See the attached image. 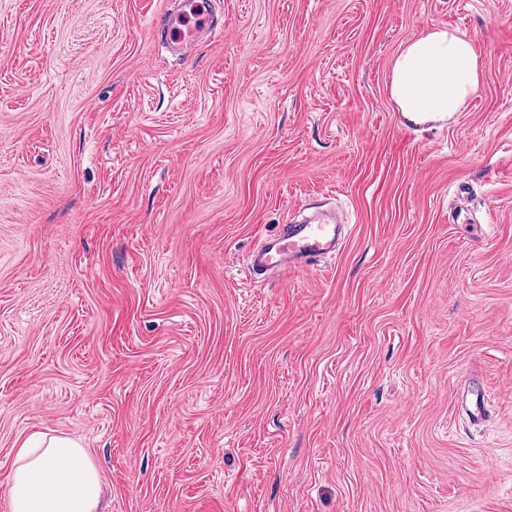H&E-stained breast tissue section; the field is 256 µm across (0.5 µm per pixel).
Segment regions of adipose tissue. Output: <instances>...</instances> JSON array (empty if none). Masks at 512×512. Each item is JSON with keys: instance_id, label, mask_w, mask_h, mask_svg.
<instances>
[{"instance_id": "adipose-tissue-1", "label": "adipose tissue", "mask_w": 512, "mask_h": 512, "mask_svg": "<svg viewBox=\"0 0 512 512\" xmlns=\"http://www.w3.org/2000/svg\"><path fill=\"white\" fill-rule=\"evenodd\" d=\"M483 75L480 56L464 34L428 27L403 42L389 62L387 94L397 110L453 119ZM101 476L82 444L67 435L25 440L10 474V512H97Z\"/></svg>"}]
</instances>
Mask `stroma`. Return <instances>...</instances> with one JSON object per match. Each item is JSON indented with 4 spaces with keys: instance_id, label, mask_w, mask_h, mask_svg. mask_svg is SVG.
Here are the masks:
<instances>
[{
    "instance_id": "35a3bbf8",
    "label": "stroma",
    "mask_w": 512,
    "mask_h": 512,
    "mask_svg": "<svg viewBox=\"0 0 512 512\" xmlns=\"http://www.w3.org/2000/svg\"><path fill=\"white\" fill-rule=\"evenodd\" d=\"M174 7L0 0V512L39 432L104 512H512V0H220L188 59ZM430 25L483 77L413 130ZM323 204L336 258L251 280ZM483 75L474 43L455 29L428 27L403 42L389 62L387 94L407 117L462 112Z\"/></svg>"
}]
</instances>
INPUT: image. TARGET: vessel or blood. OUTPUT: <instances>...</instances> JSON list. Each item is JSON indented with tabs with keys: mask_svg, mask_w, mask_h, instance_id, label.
Returning <instances> with one entry per match:
<instances>
[{
	"mask_svg": "<svg viewBox=\"0 0 512 512\" xmlns=\"http://www.w3.org/2000/svg\"><path fill=\"white\" fill-rule=\"evenodd\" d=\"M214 19L212 0H183L180 11L167 16L160 29L169 47L188 56L197 48L202 33L212 28ZM343 232V224L326 214L280 225L249 252L248 271L256 276L319 270L322 263L335 257Z\"/></svg>",
	"mask_w": 512,
	"mask_h": 512,
	"instance_id": "b4317fda",
	"label": "vessel or blood"
}]
</instances>
